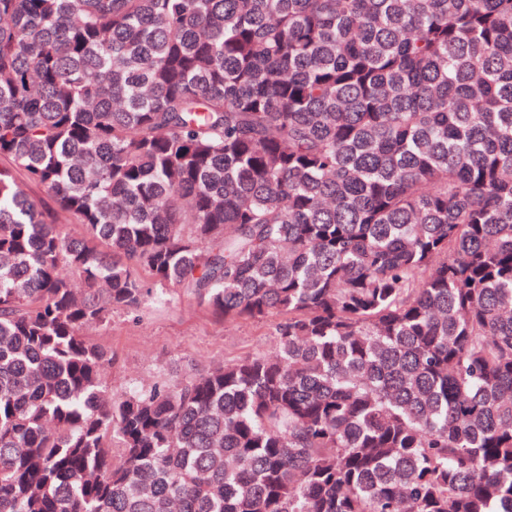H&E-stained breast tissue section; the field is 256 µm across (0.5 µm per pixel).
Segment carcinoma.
<instances>
[{"label":"carcinoma","instance_id":"cac0c4a2","mask_svg":"<svg viewBox=\"0 0 512 512\" xmlns=\"http://www.w3.org/2000/svg\"><path fill=\"white\" fill-rule=\"evenodd\" d=\"M0 157V512H512V0H0ZM170 294L154 290L139 311H114L106 325L88 329L92 341L112 352L108 382L115 396L175 383L191 368L275 350V318L225 323L193 298Z\"/></svg>","mask_w":512,"mask_h":512}]
</instances>
